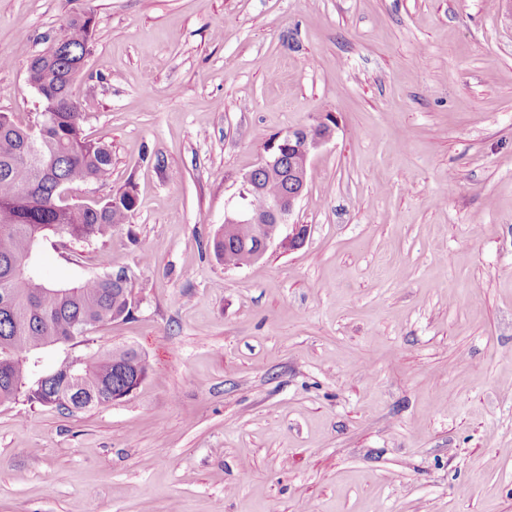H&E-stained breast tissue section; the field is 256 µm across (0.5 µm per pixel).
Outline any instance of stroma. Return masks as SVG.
Wrapping results in <instances>:
<instances>
[{
    "instance_id": "35a3bbf8",
    "label": "stroma",
    "mask_w": 512,
    "mask_h": 512,
    "mask_svg": "<svg viewBox=\"0 0 512 512\" xmlns=\"http://www.w3.org/2000/svg\"><path fill=\"white\" fill-rule=\"evenodd\" d=\"M96 27L77 95L137 212L40 271L144 285L99 328L149 371L65 416L0 406V512H512V0H0V111ZM334 114L303 247L225 268L224 206L276 135Z\"/></svg>"
}]
</instances>
